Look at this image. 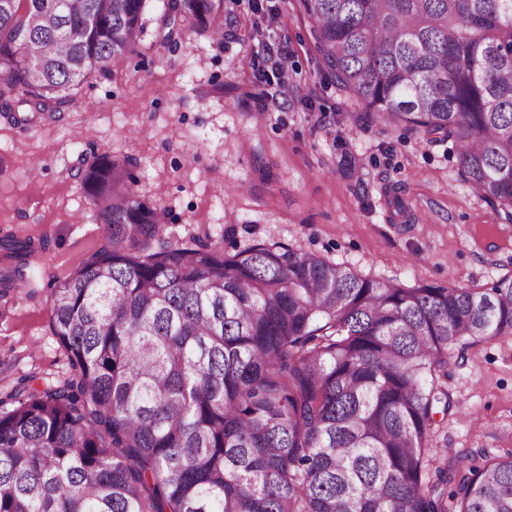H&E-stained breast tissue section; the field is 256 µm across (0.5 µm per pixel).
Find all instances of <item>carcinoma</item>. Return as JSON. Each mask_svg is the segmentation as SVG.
I'll use <instances>...</instances> for the list:
<instances>
[{
  "label": "carcinoma",
  "instance_id": "obj_1",
  "mask_svg": "<svg viewBox=\"0 0 512 512\" xmlns=\"http://www.w3.org/2000/svg\"><path fill=\"white\" fill-rule=\"evenodd\" d=\"M0 0V112L67 111L144 44L224 38V0ZM366 123L457 147L512 223V0H298ZM41 67V78L30 70ZM129 158H83L100 249L51 288L67 376L0 396V512H512V454L448 465V352L512 337V274L406 286L290 247L162 243ZM46 243L0 236V298Z\"/></svg>",
  "mask_w": 512,
  "mask_h": 512
}]
</instances>
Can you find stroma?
<instances>
[{"label":"stroma","instance_id":"obj_1","mask_svg":"<svg viewBox=\"0 0 512 512\" xmlns=\"http://www.w3.org/2000/svg\"><path fill=\"white\" fill-rule=\"evenodd\" d=\"M266 46L287 52L300 89L268 112L277 71L255 65ZM356 110L323 79L297 0H224L223 42L184 30L175 51L90 77L61 118L27 130L0 114V230L47 242L28 283L0 300V392L69 371L50 285L104 237L77 175L91 150L132 158L133 190L167 213L165 242L286 246L408 286L512 274V224L462 181L453 143L360 126ZM447 387L465 412L441 418L439 445L476 466L512 453V337L454 349Z\"/></svg>","mask_w":512,"mask_h":512}]
</instances>
